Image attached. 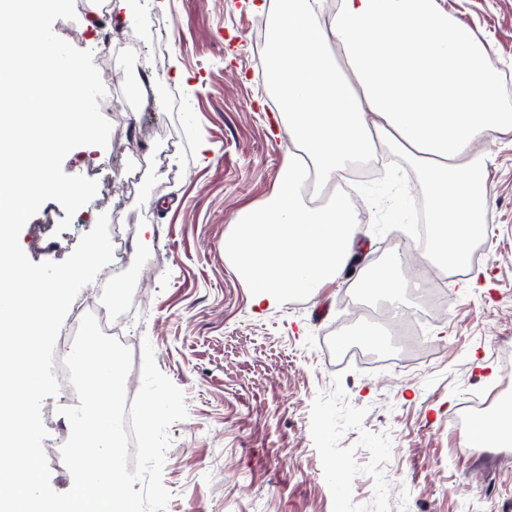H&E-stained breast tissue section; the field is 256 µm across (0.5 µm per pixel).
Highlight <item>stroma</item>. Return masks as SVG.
<instances>
[{
	"instance_id": "stroma-1",
	"label": "stroma",
	"mask_w": 512,
	"mask_h": 512,
	"mask_svg": "<svg viewBox=\"0 0 512 512\" xmlns=\"http://www.w3.org/2000/svg\"><path fill=\"white\" fill-rule=\"evenodd\" d=\"M437 2L486 46L512 112V0ZM115 3L76 0L75 20L53 30L92 52L112 127L142 134L126 158L143 167L142 186L117 192L108 147L72 150L63 170L85 175L89 153L100 165L75 237L104 212L131 220L121 305L185 395L188 415L168 429L166 512H512V447L468 446L467 425L448 420L507 373L497 351L512 348V129L480 146L492 159L483 249L448 280L451 307L424 339L390 315L422 310L425 287L399 305L361 286L375 268L414 282L427 262V191L386 144L385 172L349 191L355 270L257 315L224 246L230 219L274 191L286 149L270 137L276 100L253 53L259 15L250 0H145L132 18ZM170 138L182 142V175L158 193L153 169ZM340 338L350 357L337 356Z\"/></svg>"
}]
</instances>
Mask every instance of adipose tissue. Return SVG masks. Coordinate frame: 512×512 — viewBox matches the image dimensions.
I'll list each match as a JSON object with an SVG mask.
<instances>
[{"label":"adipose tissue","mask_w":512,"mask_h":512,"mask_svg":"<svg viewBox=\"0 0 512 512\" xmlns=\"http://www.w3.org/2000/svg\"><path fill=\"white\" fill-rule=\"evenodd\" d=\"M273 0L264 56L291 146L271 197L232 219L227 251L273 308L315 295L355 255L353 204L340 191L376 143L412 161L429 197L430 263L470 265L488 159L478 145L512 122L487 53L437 0ZM468 441L512 446V402L472 425Z\"/></svg>","instance_id":"adipose-tissue-1"}]
</instances>
